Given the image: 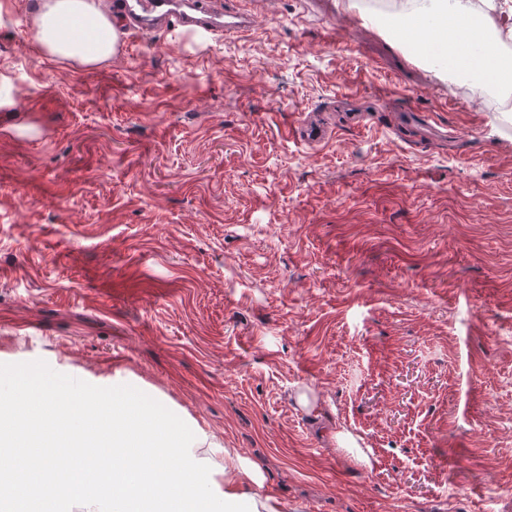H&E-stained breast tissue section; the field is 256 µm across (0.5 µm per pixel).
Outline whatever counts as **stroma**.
<instances>
[{
    "label": "stroma",
    "mask_w": 512,
    "mask_h": 512,
    "mask_svg": "<svg viewBox=\"0 0 512 512\" xmlns=\"http://www.w3.org/2000/svg\"><path fill=\"white\" fill-rule=\"evenodd\" d=\"M36 2L0 0V363L125 379L281 512H512V116L399 6L221 0L251 27L81 66Z\"/></svg>",
    "instance_id": "obj_1"
}]
</instances>
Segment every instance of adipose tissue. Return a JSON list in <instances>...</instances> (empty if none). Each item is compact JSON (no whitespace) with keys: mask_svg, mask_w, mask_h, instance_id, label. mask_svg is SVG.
Returning a JSON list of instances; mask_svg holds the SVG:
<instances>
[{"mask_svg":"<svg viewBox=\"0 0 512 512\" xmlns=\"http://www.w3.org/2000/svg\"><path fill=\"white\" fill-rule=\"evenodd\" d=\"M415 3V17L439 18L442 27L457 34L459 43L478 44V52L458 54L455 61L458 71L473 77L474 92L483 93L492 85L500 95H512V67L501 59L499 40L478 36L471 0H415ZM32 27L38 42L54 58L92 65L110 59L115 51L112 21L100 10L97 0H40ZM192 452L201 459H219L222 470L214 480L223 493L255 496V488L264 482L262 471L252 461L213 440L195 444ZM255 498L258 512H279L278 504L270 497Z\"/></svg>","mask_w":512,"mask_h":512,"instance_id":"adipose-tissue-1","label":"adipose tissue"}]
</instances>
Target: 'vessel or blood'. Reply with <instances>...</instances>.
Listing matches in <instances>:
<instances>
[{"label":"vessel or blood","instance_id":"1","mask_svg":"<svg viewBox=\"0 0 512 512\" xmlns=\"http://www.w3.org/2000/svg\"><path fill=\"white\" fill-rule=\"evenodd\" d=\"M124 35L157 31H240L251 17L245 12L223 11L219 0H104Z\"/></svg>","mask_w":512,"mask_h":512}]
</instances>
